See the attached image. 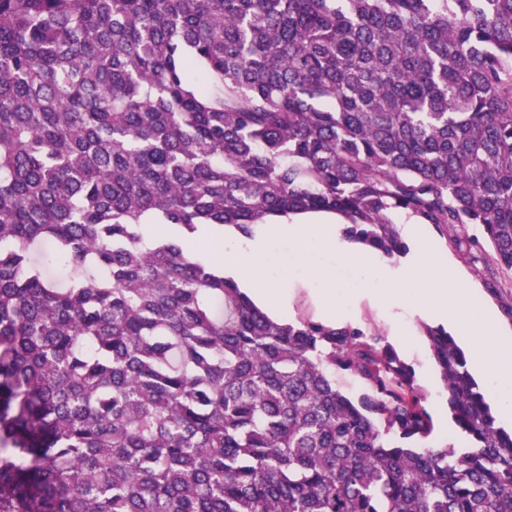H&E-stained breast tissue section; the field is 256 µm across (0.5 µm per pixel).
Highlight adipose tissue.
<instances>
[{"label":"adipose tissue","instance_id":"adipose-tissue-1","mask_svg":"<svg viewBox=\"0 0 512 512\" xmlns=\"http://www.w3.org/2000/svg\"><path fill=\"white\" fill-rule=\"evenodd\" d=\"M200 238L209 246L207 257L222 266L226 276L249 289L254 300L271 315H286L291 307L288 291L263 285L255 269L257 258L270 255L280 241L301 245L288 276L308 284L317 295L328 321L336 319L334 271L318 259L320 250L339 252L351 264L367 272L384 271L379 252L342 241L335 223L299 219L274 225L270 232L250 238L225 241L211 228H203ZM399 278L421 288L419 302L424 310L448 325L452 335L472 343L471 363L485 370L499 400L500 416L512 421V335L503 329L495 311L481 303L475 289L461 279L438 244L427 239L414 245L405 259Z\"/></svg>","mask_w":512,"mask_h":512}]
</instances>
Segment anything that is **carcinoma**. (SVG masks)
Returning a JSON list of instances; mask_svg holds the SVG:
<instances>
[{"label": "carcinoma", "mask_w": 512, "mask_h": 512, "mask_svg": "<svg viewBox=\"0 0 512 512\" xmlns=\"http://www.w3.org/2000/svg\"><path fill=\"white\" fill-rule=\"evenodd\" d=\"M309 212L387 257L395 213L474 224L512 270V0H0V512H512L446 330L460 453L379 335L187 248ZM321 315V306L318 301L309 294V292L297 286L293 290V300H292V311L290 316H286L282 318V320H293L299 316L301 317H309L315 320L325 322Z\"/></svg>", "instance_id": "obj_1"}]
</instances>
